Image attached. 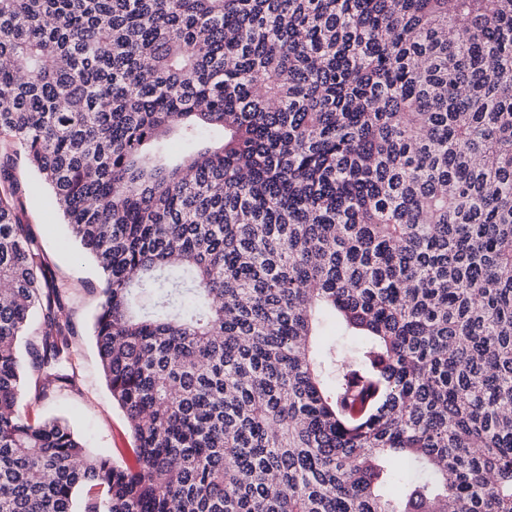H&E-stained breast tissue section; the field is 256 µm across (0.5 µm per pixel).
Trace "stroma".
<instances>
[{"label":"stroma","instance_id":"obj_1","mask_svg":"<svg viewBox=\"0 0 512 512\" xmlns=\"http://www.w3.org/2000/svg\"><path fill=\"white\" fill-rule=\"evenodd\" d=\"M19 216L40 235L57 279L68 288L67 306L75 328L74 364L80 388L31 406L32 416L67 420L92 453L118 458L133 440L123 412L113 404L100 371L91 325L99 303V275L82 258L57 212L46 206L43 193L27 196Z\"/></svg>","mask_w":512,"mask_h":512}]
</instances>
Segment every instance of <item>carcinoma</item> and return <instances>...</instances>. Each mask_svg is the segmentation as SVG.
I'll return each mask as SVG.
<instances>
[{
    "mask_svg": "<svg viewBox=\"0 0 512 512\" xmlns=\"http://www.w3.org/2000/svg\"><path fill=\"white\" fill-rule=\"evenodd\" d=\"M0 59V512H512V0H0ZM21 161L121 463L21 410L79 382ZM19 216L25 224H33L57 280L64 281L69 288L66 297L75 328L74 364L81 379L78 392L32 405L31 415L66 419L92 453L119 461L121 456L116 448H131L133 440L123 412L112 404L91 339V325L99 303L98 271L90 260L80 256L58 213L45 205L42 190L24 199Z\"/></svg>",
    "mask_w": 512,
    "mask_h": 512,
    "instance_id": "obj_1",
    "label": "carcinoma"
}]
</instances>
